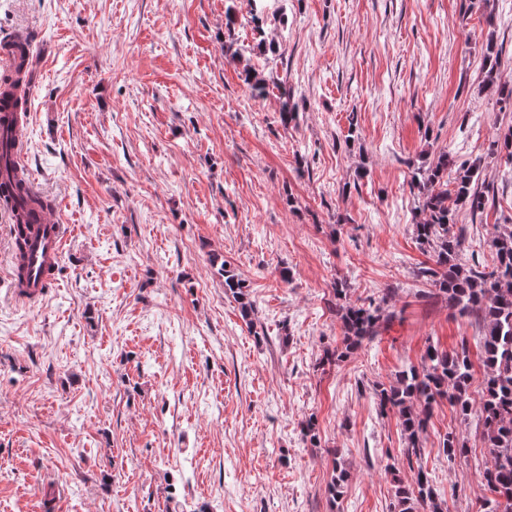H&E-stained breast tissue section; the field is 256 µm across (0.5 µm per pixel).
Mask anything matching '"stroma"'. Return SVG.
<instances>
[{
  "mask_svg": "<svg viewBox=\"0 0 512 512\" xmlns=\"http://www.w3.org/2000/svg\"><path fill=\"white\" fill-rule=\"evenodd\" d=\"M268 4L257 28L250 0H0V45L30 44L25 168L70 227L48 290L21 302L0 211V512H391L420 469L445 512H480L475 418L440 401L411 465L373 387L478 333L417 276L411 181L443 150L483 158L489 202L456 223L460 263L490 266L512 227V163L490 153L512 111L482 62L494 42L512 85V0ZM262 39L279 51H226ZM247 65L279 88L252 96ZM337 278L396 317L323 368ZM450 431L468 448L452 461ZM220 274L224 277V289L226 292H230L232 296L239 302L241 312L243 316L247 319L251 313V303L248 300V296L246 293V286L244 282L238 277L233 270L227 269V266L221 265Z\"/></svg>",
  "mask_w": 512,
  "mask_h": 512,
  "instance_id": "35a3bbf8",
  "label": "stroma"
}]
</instances>
